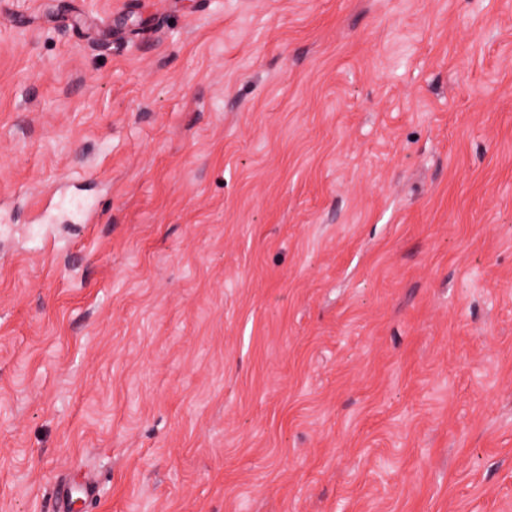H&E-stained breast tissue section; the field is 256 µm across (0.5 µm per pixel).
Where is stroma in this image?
Here are the masks:
<instances>
[{
    "instance_id": "obj_1",
    "label": "stroma",
    "mask_w": 512,
    "mask_h": 512,
    "mask_svg": "<svg viewBox=\"0 0 512 512\" xmlns=\"http://www.w3.org/2000/svg\"><path fill=\"white\" fill-rule=\"evenodd\" d=\"M512 512V0H0V512Z\"/></svg>"
}]
</instances>
